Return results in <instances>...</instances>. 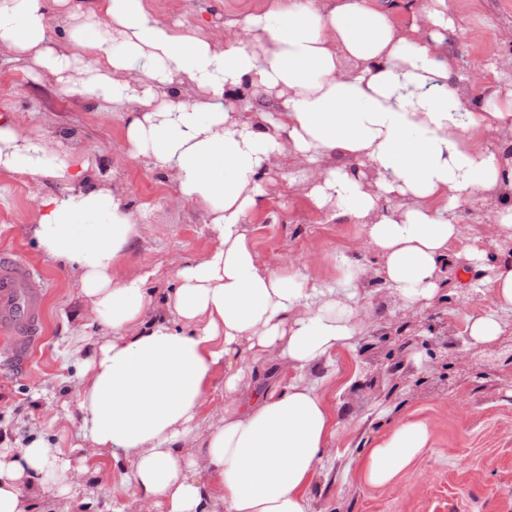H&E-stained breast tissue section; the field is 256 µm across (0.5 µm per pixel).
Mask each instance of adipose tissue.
I'll use <instances>...</instances> for the list:
<instances>
[{
	"mask_svg": "<svg viewBox=\"0 0 512 512\" xmlns=\"http://www.w3.org/2000/svg\"><path fill=\"white\" fill-rule=\"evenodd\" d=\"M53 6L71 20V49L50 43ZM455 30L447 0H424L407 26L374 0H267L193 25L159 19L149 0H96L86 12L71 0H0V49L62 94L126 112L130 157L173 175L177 199L215 237L153 303L150 271L114 274L138 234L124 193L91 182L75 153L48 162L41 140L0 122V172L60 186L24 232L75 272L112 329L78 382L82 445L112 458L135 512H315L337 423L314 372L354 347L369 293L356 267L341 288L315 277L319 249L301 263L261 261L246 219L277 156L316 167L307 197L329 220L362 226L354 249L380 257L400 308L441 301L460 202L496 195L492 219L512 239V157L483 144L512 133V91L472 97L487 74L460 70ZM247 90L276 101V114L245 115L236 102ZM269 362L280 380L248 381ZM219 370L224 406L210 411ZM433 437L427 420L402 419L365 451L357 481L396 483ZM53 473L77 492L89 469L39 438L0 448V512H29Z\"/></svg>",
	"mask_w": 512,
	"mask_h": 512,
	"instance_id": "obj_1",
	"label": "adipose tissue"
}]
</instances>
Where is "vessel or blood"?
Here are the masks:
<instances>
[{
	"mask_svg": "<svg viewBox=\"0 0 512 512\" xmlns=\"http://www.w3.org/2000/svg\"><path fill=\"white\" fill-rule=\"evenodd\" d=\"M48 282L15 251L0 249V358L25 366L45 333Z\"/></svg>",
	"mask_w": 512,
	"mask_h": 512,
	"instance_id": "obj_1",
	"label": "vessel or blood"
}]
</instances>
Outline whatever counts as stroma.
Instances as JSON below:
<instances>
[{"instance_id":"1","label":"stroma","mask_w":512,"mask_h":512,"mask_svg":"<svg viewBox=\"0 0 512 512\" xmlns=\"http://www.w3.org/2000/svg\"><path fill=\"white\" fill-rule=\"evenodd\" d=\"M447 2L463 20L453 42L462 67L497 66V80L475 86L473 97L491 87L511 90L512 44L502 43L500 34L512 29V0ZM0 113L45 139L49 161L70 151L81 154L91 180L113 183L133 210H145L119 271L153 270L146 284L153 299L175 288L177 260L196 259L213 246L204 215L175 202L172 177L129 157L121 112L59 94L51 77L28 72L1 49ZM313 176V169L281 156L260 182L264 203L248 224L253 247L270 264L285 254L305 259L319 246L326 255L323 281H343L347 257L367 271L372 315L357 345L338 350L316 372L337 420L332 461L313 487L318 512H512V312H496L501 333L491 346L467 343L469 318L494 310L489 295L464 288V277L483 272L461 257L474 247L483 252L485 266L512 260V240L487 219L494 200L464 201L452 213L459 235L448 250L446 301L401 310L377 276L379 256L352 251L361 225L327 221L306 197ZM57 189L52 182L0 172V247L18 251L49 282L47 334L38 352L26 371L0 369V448H21L40 437L76 462L83 419L76 384L94 343L111 331L94 320L76 276L22 231L39 199ZM410 414L432 424V447L396 484L362 486L353 477L360 457ZM128 499L109 461L101 462L79 497L53 496L58 512H112Z\"/></svg>"}]
</instances>
